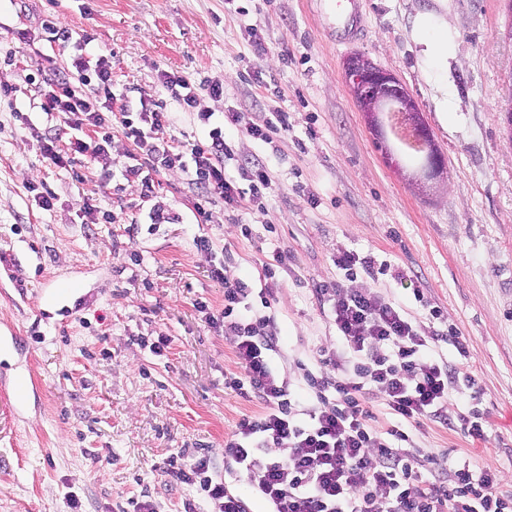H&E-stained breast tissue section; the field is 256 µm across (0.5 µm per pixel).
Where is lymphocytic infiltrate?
<instances>
[{
	"label": "lymphocytic infiltrate",
	"instance_id": "obj_1",
	"mask_svg": "<svg viewBox=\"0 0 512 512\" xmlns=\"http://www.w3.org/2000/svg\"><path fill=\"white\" fill-rule=\"evenodd\" d=\"M158 82L167 100L140 96L138 102L113 92L109 56L95 59L75 55L69 67L50 69L34 93L41 108L59 122L56 133L37 137V149L58 168L110 166L112 131L120 129L140 152L136 164L126 166L125 180L140 179L152 191L151 172L179 170L196 192L198 223L213 219V209L235 211L271 197L278 189L269 166L260 159L229 175L235 157L225 128L272 143L288 131L285 112L232 110L224 119L198 110L200 90L218 96L221 84L200 87L190 77L164 71ZM177 102L206 126L205 137L179 141L170 135L167 101ZM212 275L224 283V307L199 312L212 327L234 342L239 375L224 386L256 400L260 414L239 420L224 439V467L246 473L255 497L267 512H512V493L500 489L491 465L469 460L448 464L427 454L428 465L413 468L407 461L413 440L407 428L429 418L475 440H487L491 427L474 410H460L452 396L456 386L475 387L476 376L459 372L439 353L452 343L460 357L468 349L459 337L435 330L422 333L404 304L384 298L371 286L343 288L336 281L316 284L314 295L341 341L339 352L318 350L315 369L304 370L302 381L291 385L270 362L282 346L280 326L273 315L252 310L253 289L246 281L229 278L221 268ZM382 393L392 417L385 431L371 424L367 403ZM167 473L192 489L185 512H197V502L210 512H251L249 499L230 489L216 471L211 452L189 453L179 448L167 459Z\"/></svg>",
	"mask_w": 512,
	"mask_h": 512
}]
</instances>
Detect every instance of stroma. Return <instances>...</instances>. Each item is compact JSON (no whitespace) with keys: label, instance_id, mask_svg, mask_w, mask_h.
<instances>
[{"label":"stroma","instance_id":"obj_1","mask_svg":"<svg viewBox=\"0 0 512 512\" xmlns=\"http://www.w3.org/2000/svg\"><path fill=\"white\" fill-rule=\"evenodd\" d=\"M50 15L94 34L87 50L110 54L115 93L159 95L158 73L177 71L223 85V95L201 94L204 111L287 112L290 127L274 143L234 139L239 160L269 164L275 196L197 223L180 174L152 173L148 194L122 178L133 146L117 132L110 193L98 188L101 166H49L34 136L52 120L30 88L33 49L57 66L69 61L43 38ZM441 21L448 57L435 70L420 38ZM511 21L507 0H366L357 41L343 44L329 0H0V86L16 89L0 100V254L24 274L20 288L0 277V321L24 337L21 370L40 389L22 415L0 407V512H70L71 494L84 512H119L143 491L156 512H181L192 493L167 475L166 458L177 448L220 453L236 423L260 411L225 389L240 371L233 340L196 304L223 308L224 284L211 276L219 261L230 277L258 283L269 224L289 257L270 308L283 340L274 367L296 380L316 349L338 348L314 285L361 287L334 259L341 250L372 256L386 266L373 288L425 328L439 309L466 341L479 387L455 397L492 428L488 443L474 444L425 419L409 429L416 447L479 457L512 486V141L502 112L512 96ZM253 28L268 54L251 45ZM354 53L414 98L445 159L442 180L417 190L376 148L344 80ZM41 182L56 194L53 210L30 190ZM86 197L111 223H84ZM199 236L212 250L197 249ZM63 279L79 283L76 299L42 302ZM161 337L157 356L149 345Z\"/></svg>","mask_w":512,"mask_h":512}]
</instances>
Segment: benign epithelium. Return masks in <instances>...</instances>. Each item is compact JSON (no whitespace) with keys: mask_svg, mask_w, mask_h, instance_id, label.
Wrapping results in <instances>:
<instances>
[{"mask_svg":"<svg viewBox=\"0 0 512 512\" xmlns=\"http://www.w3.org/2000/svg\"><path fill=\"white\" fill-rule=\"evenodd\" d=\"M345 72L352 93L364 97L363 112L374 131H379L380 114L400 112L424 140H432L428 127L414 119L418 107L409 99L407 91L393 74L363 56L354 59ZM425 158L430 177L442 178L445 170L442 154L429 145L425 150Z\"/></svg>","mask_w":512,"mask_h":512,"instance_id":"1","label":"benign epithelium"}]
</instances>
